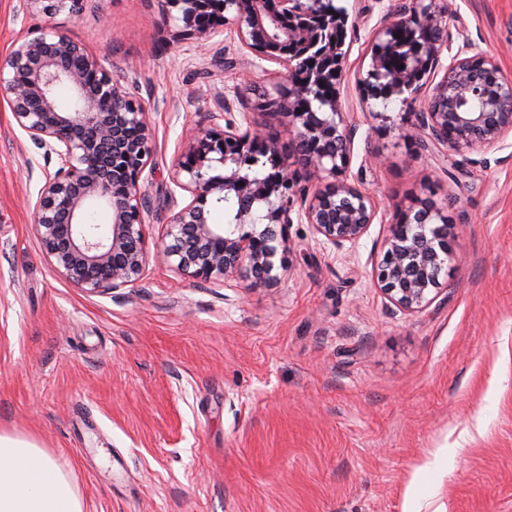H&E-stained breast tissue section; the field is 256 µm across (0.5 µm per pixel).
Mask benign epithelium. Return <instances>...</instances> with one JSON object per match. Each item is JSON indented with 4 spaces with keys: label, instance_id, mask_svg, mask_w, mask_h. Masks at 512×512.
<instances>
[{
    "label": "benign epithelium",
    "instance_id": "1",
    "mask_svg": "<svg viewBox=\"0 0 512 512\" xmlns=\"http://www.w3.org/2000/svg\"><path fill=\"white\" fill-rule=\"evenodd\" d=\"M26 8L74 12L82 0H24ZM180 7L185 27L204 39L218 34L219 23H208L205 0H172ZM233 12L242 46L283 68L285 92L276 100L277 114L293 133L300 163L320 183L292 217L288 201V157L276 137L261 126L240 131L233 104L219 100L224 130L201 129L190 137L178 163L173 184L189 201L173 212L164 238L149 249L144 234L147 200L139 182L151 162L153 137L150 113L95 57L63 34L42 33L17 43L0 61V92L13 118L46 158L59 167L39 188L33 206L34 227L56 271L73 287L104 294L136 284L149 256L197 281L224 284L239 276L255 284L275 286L290 268L288 227L309 224L323 242L337 249L354 244L375 218L371 197L346 176L357 127L339 111L337 99H323L324 111L298 112L299 101L316 87L342 76V45L325 31L347 22L344 9L330 0H226ZM424 19L419 54L437 59L447 28L448 11L440 0H400L376 35L379 57L389 35L411 16ZM452 57L434 86L414 133L422 140L463 155L512 136V80L501 79L497 97L479 95L482 70L497 64L482 58ZM303 68L313 77L301 82ZM422 80L413 63L390 74L385 88L401 92ZM68 85L73 104L61 106L55 89ZM265 158L263 179L242 172L246 161ZM224 167L209 175L212 163ZM187 178H181V175ZM231 195L237 202L231 229L214 224L212 207ZM93 203L110 213L107 224H86L82 216ZM254 230L248 232L244 227ZM455 225L447 209L422 202L397 214L390 225L382 259L373 270L380 292L400 310L412 314L441 290L440 276L459 260Z\"/></svg>",
    "mask_w": 512,
    "mask_h": 512
}]
</instances>
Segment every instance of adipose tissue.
<instances>
[{
    "instance_id": "1",
    "label": "adipose tissue",
    "mask_w": 512,
    "mask_h": 512,
    "mask_svg": "<svg viewBox=\"0 0 512 512\" xmlns=\"http://www.w3.org/2000/svg\"><path fill=\"white\" fill-rule=\"evenodd\" d=\"M0 512H84L69 472L34 439L0 431Z\"/></svg>"
}]
</instances>
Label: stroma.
I'll return each instance as SVG.
<instances>
[{
    "mask_svg": "<svg viewBox=\"0 0 512 512\" xmlns=\"http://www.w3.org/2000/svg\"><path fill=\"white\" fill-rule=\"evenodd\" d=\"M394 0L348 12L337 101L358 133L348 177L377 214L356 243L291 224L274 288L204 284L152 261L100 296L71 287L33 229L59 167L0 97V429L35 438L70 470L85 512H512V138L460 156L412 138L461 49L512 78V0H444L445 46L417 87L366 97L374 35ZM33 32L85 45L150 112L144 232L166 230L182 143L250 98L247 121L293 135L252 100L276 63L233 21L185 35L169 0H83L77 13L0 0V58ZM448 206L464 260L421 311L387 303L372 271L398 209Z\"/></svg>",
    "mask_w": 512,
    "mask_h": 512,
    "instance_id": "35a3bbf8",
    "label": "stroma"
}]
</instances>
